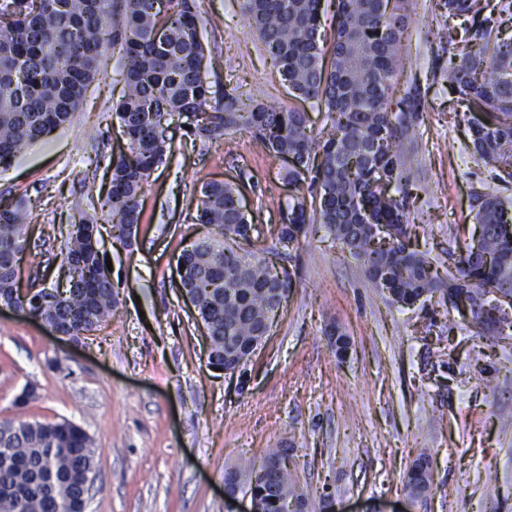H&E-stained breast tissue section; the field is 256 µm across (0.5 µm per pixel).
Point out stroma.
<instances>
[{"instance_id":"35a3bbf8","label":"stroma","mask_w":512,"mask_h":512,"mask_svg":"<svg viewBox=\"0 0 512 512\" xmlns=\"http://www.w3.org/2000/svg\"><path fill=\"white\" fill-rule=\"evenodd\" d=\"M243 0H198L200 30L220 70H205L213 102L235 89L243 103L290 104ZM436 0H417L399 78L422 171L413 192L410 241L446 268L479 233L473 188L491 181L471 150L467 120L434 72L448 65ZM125 60L106 54L70 121L0 171V198L25 197L32 243L19 282L43 274L52 287L63 264L62 234L100 212L109 163L125 144L112 116L124 90ZM173 120V150L142 196L131 246L101 227L117 302L112 320L67 342L24 312L0 310V421L70 419L97 448L87 512H226L224 472L241 459L261 465L270 448L288 451L309 512L331 494L339 512H512V330L483 334L432 298L390 303L357 262L325 233L280 250L292 283L270 335L244 377L211 368L197 313L177 274L184 248L206 234L196 204L203 182L232 184L264 248L291 201L286 165L246 132L207 142ZM350 338L338 359L327 334ZM37 397L20 407L26 385ZM431 461L427 496L411 501L404 477Z\"/></svg>"}]
</instances>
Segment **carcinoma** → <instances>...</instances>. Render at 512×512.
Listing matches in <instances>:
<instances>
[{"instance_id": "carcinoma-1", "label": "carcinoma", "mask_w": 512, "mask_h": 512, "mask_svg": "<svg viewBox=\"0 0 512 512\" xmlns=\"http://www.w3.org/2000/svg\"><path fill=\"white\" fill-rule=\"evenodd\" d=\"M324 0H244V14L265 45L292 98L324 114L314 130L308 113L280 105H243L224 93L212 106L201 75L205 48L196 0H0V166L66 124L88 86L101 75L109 44L126 58V92L113 115L127 152L110 161L105 221H117L127 243L137 228L140 200L153 171L172 146L163 136L171 116L190 114L193 135L209 142L244 130L288 162L296 191L282 215L277 242L298 245L315 225L357 259L374 287L411 307L439 295L470 312L487 333L512 329V317L486 294L512 297V204L501 191L512 186V40L498 38L494 12L481 0H437L447 17L469 15L458 40L448 27L445 82L467 109L483 114L468 123L474 156L495 171L497 184L473 194L471 211L482 229L478 253L466 250L439 273L427 254L406 244L409 199L420 165L408 161L403 140L417 119L394 99L403 57L402 34L415 0H333L330 32L321 18ZM197 221L209 228L183 250V285L199 298L198 312L211 332L210 365L227 355L249 354L248 344L268 315L278 310L273 291L287 287L250 235L234 187L205 182ZM28 204L0 203V300L25 304L17 285L16 255L29 246ZM95 218L73 225L65 241L72 262L67 287L32 314L79 340L112 317V281L93 241ZM95 449L76 423L61 419L0 422V500L13 512H78ZM262 512H282L285 500L306 497L288 466L266 482L236 467ZM427 459L405 476L408 495L431 488Z\"/></svg>"}]
</instances>
